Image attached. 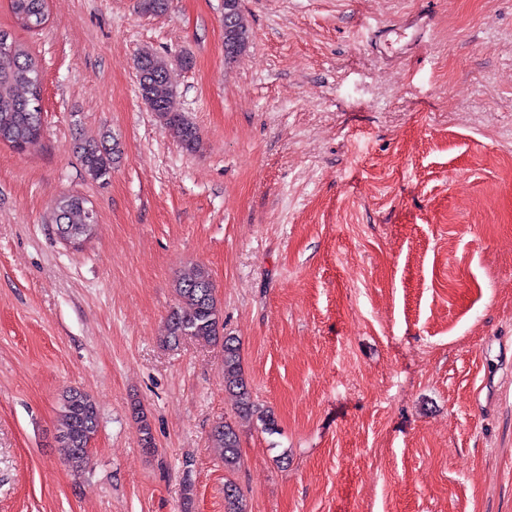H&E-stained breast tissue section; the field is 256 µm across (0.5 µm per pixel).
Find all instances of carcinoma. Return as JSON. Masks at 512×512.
<instances>
[{"label": "carcinoma", "instance_id": "carcinoma-1", "mask_svg": "<svg viewBox=\"0 0 512 512\" xmlns=\"http://www.w3.org/2000/svg\"><path fill=\"white\" fill-rule=\"evenodd\" d=\"M11 13L24 28L36 30L47 21V0H9ZM236 53L250 44L249 27L242 11L234 12ZM142 99L155 112L163 125L180 142L183 149L193 152L199 145V133L177 106L167 64L150 51L139 53L136 59ZM43 92L37 62L22 50L10 33L0 30V139L14 146L30 148L39 144L43 134L42 107L36 105ZM114 151L105 146L84 145L81 159L85 171L95 180L112 172ZM55 223L74 229L97 221L85 198L79 195L63 197L57 206ZM178 306L170 312L168 338L178 341L193 336L206 342L222 340L224 347V389L235 400L236 411L242 417L257 413L248 380L241 367L238 340L223 335L224 323L215 297V287L208 271L195 266L183 273L176 284ZM132 414L138 423L142 448L152 450L154 436L147 414L133 404ZM99 422L96 401L81 390L70 391L63 399L59 441L64 448V463L76 473L82 472L87 453ZM211 442L224 460V468L236 470L240 465L239 435L227 421H218L210 433ZM224 512H247V505L237 484H224Z\"/></svg>", "mask_w": 512, "mask_h": 512}]
</instances>
